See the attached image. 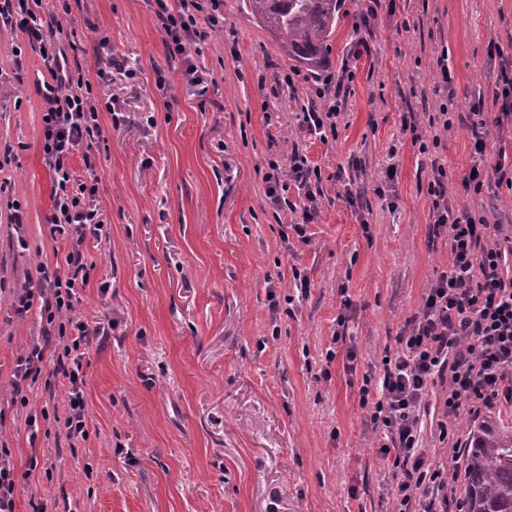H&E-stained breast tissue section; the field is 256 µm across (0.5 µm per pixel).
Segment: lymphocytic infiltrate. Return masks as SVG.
I'll use <instances>...</instances> for the list:
<instances>
[{
	"label": "lymphocytic infiltrate",
	"mask_w": 512,
	"mask_h": 512,
	"mask_svg": "<svg viewBox=\"0 0 512 512\" xmlns=\"http://www.w3.org/2000/svg\"><path fill=\"white\" fill-rule=\"evenodd\" d=\"M155 13L166 34L171 58L186 62L184 76L190 85L203 82L188 61L189 50L200 35L199 22L218 27L224 18L223 0H154ZM40 0H0V28L26 34L39 45V54L51 76L41 96L42 151L53 181L55 232L65 236L68 252L63 271L38 267L35 288L16 295L17 314L31 307L33 296L42 300L44 326L38 345L26 350L12 371V400L26 403L29 380L40 374L45 351H58V370L67 380L66 409L54 416L52 425L64 429L68 438L89 437L82 362L94 336L106 335V327L88 328L79 314L80 293L87 288L90 265L84 245L88 237H101L105 218L98 205L99 179L89 174L78 179L72 169L76 147L93 143L101 134L99 109L90 96V85L72 71L59 31L51 30L38 8ZM315 104L303 108L300 127L326 137L335 135L338 100L326 90L315 93ZM484 99L471 103V173L462 186L465 193H481L494 180L512 190V175L504 162L487 163V122L512 126V59L501 57L498 87L492 104L495 117L484 111ZM289 178L307 191L308 205L293 229L305 236L319 201L310 188L319 181V171L305 156L292 153L287 169L271 164L266 175V196L281 205L282 178ZM448 171L432 162L427 192L432 198V217L437 230L448 239L452 260L446 271L431 282L423 306L399 336L398 348L384 358L380 378L364 377L360 403L369 411L374 431L381 435L378 448L392 475V512H450V472L431 466L423 446L421 410L427 405L429 385L447 379L443 412L446 418L440 436H455L462 415H474L498 400L512 401V232L485 214L454 212L448 202Z\"/></svg>",
	"instance_id": "obj_1"
}]
</instances>
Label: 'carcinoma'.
I'll use <instances>...</instances> for the list:
<instances>
[{
  "label": "carcinoma",
  "instance_id": "1",
  "mask_svg": "<svg viewBox=\"0 0 512 512\" xmlns=\"http://www.w3.org/2000/svg\"><path fill=\"white\" fill-rule=\"evenodd\" d=\"M286 58L311 74L323 68L343 0H244ZM461 475L465 512H512V424L487 415L471 424Z\"/></svg>",
  "mask_w": 512,
  "mask_h": 512
}]
</instances>
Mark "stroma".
I'll return each mask as SVG.
<instances>
[{
    "mask_svg": "<svg viewBox=\"0 0 512 512\" xmlns=\"http://www.w3.org/2000/svg\"><path fill=\"white\" fill-rule=\"evenodd\" d=\"M360 8L344 0L327 68L288 87L277 78L293 66L278 44L243 0H224L222 26H201L190 50L200 88L168 56L153 0H42L72 68L124 115L116 127L100 112V138L72 158L76 176L99 177L107 218L87 242L95 267L80 312L89 327H110L83 360L90 435L73 446L62 430L26 425L63 410L61 379L34 383L27 405L11 401L42 305L33 297L17 314L13 295L39 264L63 262L67 243L50 235L38 93L49 73L27 35L0 30V444L18 477L15 512L38 501L46 512H391L359 390L450 260L446 237L432 233V160L447 166L458 208L512 221L506 187L463 191L467 121L424 152L403 117L427 122L450 88L461 112L492 100L487 49L512 58V0H380L366 27ZM328 82L342 110L325 142L300 131L297 114ZM295 151L321 171L305 243L291 229L304 190L285 182L290 210L265 197L269 162ZM349 190L362 191L361 208ZM14 201L24 224L11 221ZM273 299L292 303L291 315L272 319ZM444 386L431 385L423 416L434 466L452 455L439 438Z\"/></svg>",
    "mask_w": 512,
    "mask_h": 512,
    "instance_id": "1",
    "label": "stroma"
}]
</instances>
